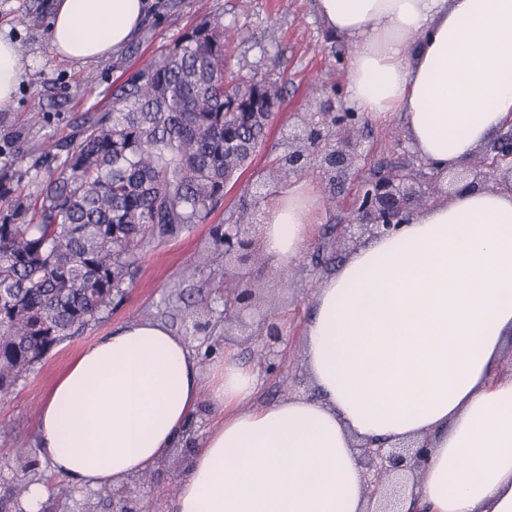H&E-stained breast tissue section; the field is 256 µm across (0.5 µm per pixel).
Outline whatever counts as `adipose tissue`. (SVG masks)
<instances>
[{
	"label": "adipose tissue",
	"mask_w": 512,
	"mask_h": 512,
	"mask_svg": "<svg viewBox=\"0 0 512 512\" xmlns=\"http://www.w3.org/2000/svg\"><path fill=\"white\" fill-rule=\"evenodd\" d=\"M153 0H56L54 53L119 54ZM346 38L347 97L370 122L401 118L419 158L458 170L512 120V0H316ZM31 65L0 34V112ZM323 198L281 187L262 216L279 270L314 242ZM512 191L465 190L367 238L315 289L303 325L308 395L253 409L233 351L202 363L164 323L96 338L38 410L36 452L79 493L157 469L201 404L215 417L167 512H366L358 443L430 441L412 487L427 512H512Z\"/></svg>",
	"instance_id": "obj_1"
}]
</instances>
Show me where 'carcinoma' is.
I'll return each mask as SVG.
<instances>
[{
  "label": "carcinoma",
  "instance_id": "cac0c4a2",
  "mask_svg": "<svg viewBox=\"0 0 512 512\" xmlns=\"http://www.w3.org/2000/svg\"><path fill=\"white\" fill-rule=\"evenodd\" d=\"M233 35L189 27L65 139L39 96L0 112V394L125 294L150 241L204 224L224 182L264 145L279 101L255 77L225 80Z\"/></svg>",
  "mask_w": 512,
  "mask_h": 512
}]
</instances>
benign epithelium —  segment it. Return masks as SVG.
<instances>
[{"label": "benign epithelium", "instance_id": "obj_1", "mask_svg": "<svg viewBox=\"0 0 512 512\" xmlns=\"http://www.w3.org/2000/svg\"><path fill=\"white\" fill-rule=\"evenodd\" d=\"M321 120L313 121L307 113L288 128V172L307 166L322 174L336 173L341 178L362 159V143L357 137L358 114L338 110L328 99L320 106ZM512 170V124L504 128L485 150L472 156L465 164L468 178L465 189L488 188L497 183L503 166ZM439 173L434 167L419 162L407 168L363 177L353 200V212L347 224L336 225V242L346 239L351 229L375 236L396 229L407 214L427 204L436 189ZM251 241L245 235V225H224V256L233 257L237 267L224 272V322H235L252 298L251 291L239 284L252 276ZM280 341L275 325L266 327V341L257 349L259 362L267 363L273 345ZM425 440L413 441L391 448H359L360 463L369 471L366 495L373 501L384 499L370 512H420L403 509L405 494L402 477L415 476L426 463L429 448ZM112 512H144L143 498L131 492L128 485L112 489Z\"/></svg>", "mask_w": 512, "mask_h": 512}]
</instances>
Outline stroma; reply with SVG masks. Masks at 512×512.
Wrapping results in <instances>:
<instances>
[{
    "label": "stroma",
    "mask_w": 512,
    "mask_h": 512,
    "mask_svg": "<svg viewBox=\"0 0 512 512\" xmlns=\"http://www.w3.org/2000/svg\"><path fill=\"white\" fill-rule=\"evenodd\" d=\"M52 0H0V31L13 37L32 58L15 98V113L26 110L31 96L45 94L51 111L62 121L49 129L60 139L71 134L85 114L112 109L113 88L148 61L161 46L171 43L189 25L207 14L221 15L235 37L236 50L228 74L254 72L275 85L281 98L270 124L266 144L227 192L208 223L197 224L178 236L148 244L132 275L125 295L112 306L104 321L93 324L54 347L8 394L0 395V448L24 446L28 456L0 459V493L44 474L36 464L35 430L38 407L57 375L76 353L98 336L137 318L166 323L203 361L220 358L234 349L237 359L258 374L255 404H269L289 394L307 393L301 329L311 296L323 277L335 270L354 248L338 245L330 228L345 223L351 196L363 168L355 167L341 185L336 203L323 207L316 219L315 243L305 249L298 264L286 272L274 271L262 250H255L248 281L255 291L251 308L240 322L224 321V298L214 286L228 266L224 247L216 240L217 228L256 189L274 194L272 173L280 155L281 140L297 114L318 111L327 98L346 100V59L351 45L332 36L318 17L313 0H155L136 39L117 57L75 65L59 59L47 30L29 28L32 12L50 15ZM400 121L385 125L366 123L361 141L367 154L365 166L406 158L413 147L402 139ZM276 322L284 341L277 346L273 370L259 367L253 356L255 332L262 320ZM209 321L206 333L194 332L197 321ZM213 422L208 405H201L192 419L182 447L156 471L155 483L167 485L182 459L189 455Z\"/></svg>",
    "instance_id": "obj_1"
}]
</instances>
